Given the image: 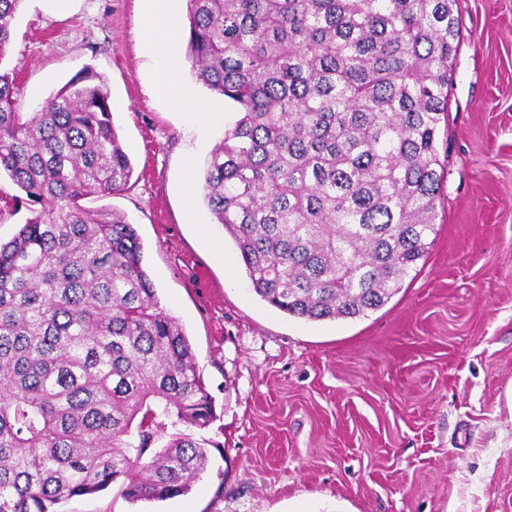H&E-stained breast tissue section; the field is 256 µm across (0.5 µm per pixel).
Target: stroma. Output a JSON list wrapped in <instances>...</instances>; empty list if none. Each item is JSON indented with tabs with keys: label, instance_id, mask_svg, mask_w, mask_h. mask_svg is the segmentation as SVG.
<instances>
[{
	"label": "stroma",
	"instance_id": "35a3bbf8",
	"mask_svg": "<svg viewBox=\"0 0 512 512\" xmlns=\"http://www.w3.org/2000/svg\"><path fill=\"white\" fill-rule=\"evenodd\" d=\"M142 0H22L8 52L18 109L93 68L133 164L102 199L143 244L162 304L182 324L216 420L188 495L126 499L120 484L61 512H512V0H457L448 165L436 237L387 304L310 322L252 289L202 176L238 113L201 133L155 97Z\"/></svg>",
	"mask_w": 512,
	"mask_h": 512
}]
</instances>
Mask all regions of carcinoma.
Wrapping results in <instances>:
<instances>
[{
    "mask_svg": "<svg viewBox=\"0 0 512 512\" xmlns=\"http://www.w3.org/2000/svg\"><path fill=\"white\" fill-rule=\"evenodd\" d=\"M0 0V174L29 217L0 243V512H58L122 481L183 496L215 419L134 225L96 200L133 167L93 70L17 111ZM456 0H187L197 80L240 114L202 198L253 290L308 321L382 308L436 233Z\"/></svg>",
    "mask_w": 512,
    "mask_h": 512,
    "instance_id": "1",
    "label": "carcinoma"
}]
</instances>
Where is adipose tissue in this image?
Wrapping results in <instances>:
<instances>
[{
	"mask_svg": "<svg viewBox=\"0 0 512 512\" xmlns=\"http://www.w3.org/2000/svg\"><path fill=\"white\" fill-rule=\"evenodd\" d=\"M180 11L175 0H144L141 40L153 65L155 94L181 111L193 115L201 127H208L220 116L218 107L198 102L188 89L176 85L180 67L177 45L180 38Z\"/></svg>",
	"mask_w": 512,
	"mask_h": 512,
	"instance_id": "adipose-tissue-1",
	"label": "adipose tissue"
}]
</instances>
